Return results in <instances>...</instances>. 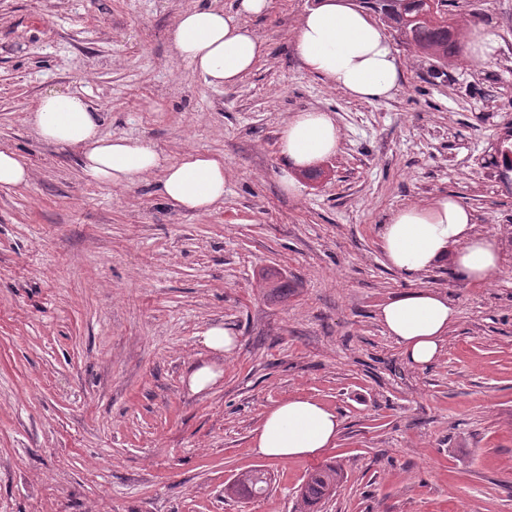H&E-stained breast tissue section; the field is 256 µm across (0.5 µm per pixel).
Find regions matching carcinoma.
<instances>
[{
	"label": "carcinoma",
	"mask_w": 512,
	"mask_h": 512,
	"mask_svg": "<svg viewBox=\"0 0 512 512\" xmlns=\"http://www.w3.org/2000/svg\"><path fill=\"white\" fill-rule=\"evenodd\" d=\"M362 6L386 18L389 27L405 37L406 41L430 59L443 63L461 51V42L453 22V9L459 0H439L445 8L432 23L419 17V6L424 0H409L401 10L396 0H360ZM271 474L264 469H252L235 480L229 491L243 498L263 495L270 485ZM343 481L342 469L334 462L326 463L307 476L299 489L302 504L300 512H318L317 505L333 497Z\"/></svg>",
	"instance_id": "carcinoma-1"
}]
</instances>
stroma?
<instances>
[{
  "instance_id": "35a3bbf8",
  "label": "stroma",
  "mask_w": 512,
  "mask_h": 512,
  "mask_svg": "<svg viewBox=\"0 0 512 512\" xmlns=\"http://www.w3.org/2000/svg\"><path fill=\"white\" fill-rule=\"evenodd\" d=\"M205 0H0V144L33 172L0 188V512H298L308 474H344L322 512H512V193L493 156L512 135V0H461L462 35L492 28L486 62L433 61L398 46L388 99L336 90L299 60L314 0H270L249 25L267 53L233 86L174 58L181 11ZM52 89L82 92L103 132L169 159L224 160V204L163 203L155 178L88 181L69 150L38 140L28 112ZM333 113L343 138L303 181L280 182L290 115ZM449 193L502 235L486 284L450 266L390 268L391 211ZM274 271L287 297L268 288ZM458 316L437 360L414 368L380 309L417 289ZM230 326L236 351L199 333ZM223 375L194 394L192 368ZM310 397L342 420L322 455L270 460L252 436L274 403ZM265 467L266 495L229 493Z\"/></svg>"
}]
</instances>
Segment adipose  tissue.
<instances>
[{
  "mask_svg": "<svg viewBox=\"0 0 512 512\" xmlns=\"http://www.w3.org/2000/svg\"><path fill=\"white\" fill-rule=\"evenodd\" d=\"M268 6L269 0H236L229 11L212 5L183 11L170 34L175 56L207 84L237 83L266 53L248 20ZM295 49L311 73L357 99L390 98L403 79V63L390 37L354 0H316L299 19ZM28 122L45 144L73 149L84 174L98 183L131 185L152 176L158 196L174 207L207 213L224 202L222 159L188 151L170 161L140 140L106 136L104 113L78 92H48ZM341 140L330 113L303 111L287 120L279 152L285 160L281 183L289 194L302 190L296 172L336 155ZM380 240L389 266L402 274L417 276L448 263L472 283L489 281L501 268L506 248L499 237L479 232L472 211L450 194L392 211ZM456 317L450 301L429 289L410 292L379 312L403 358L415 367L437 359ZM340 427L333 410L294 396L269 408L252 446L277 461L312 457L333 447Z\"/></svg>",
  "mask_w": 512,
  "mask_h": 512,
  "instance_id": "ef3b65f1",
  "label": "adipose tissue"
}]
</instances>
